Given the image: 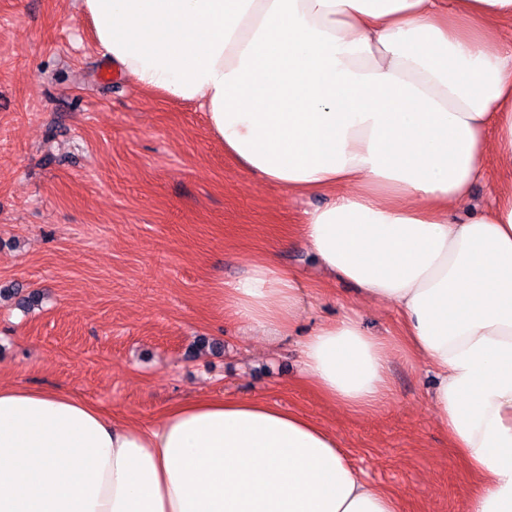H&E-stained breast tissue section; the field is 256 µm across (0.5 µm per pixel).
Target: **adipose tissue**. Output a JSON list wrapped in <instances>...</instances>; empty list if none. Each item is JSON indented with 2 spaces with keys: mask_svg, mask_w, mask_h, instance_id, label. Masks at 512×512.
<instances>
[{
  "mask_svg": "<svg viewBox=\"0 0 512 512\" xmlns=\"http://www.w3.org/2000/svg\"><path fill=\"white\" fill-rule=\"evenodd\" d=\"M140 88L195 102L242 169L330 194L299 237L399 337L353 312L303 336L327 402L375 410L397 353L424 360L465 468V512H512V0H77ZM495 160L494 202L467 216ZM243 332L295 331L309 290L273 254L219 287ZM0 512H404L334 430L262 399L192 398L136 424L0 383Z\"/></svg>",
  "mask_w": 512,
  "mask_h": 512,
  "instance_id": "ef3b65f1",
  "label": "adipose tissue"
}]
</instances>
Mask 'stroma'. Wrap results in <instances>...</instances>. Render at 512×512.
Instances as JSON below:
<instances>
[{
    "mask_svg": "<svg viewBox=\"0 0 512 512\" xmlns=\"http://www.w3.org/2000/svg\"><path fill=\"white\" fill-rule=\"evenodd\" d=\"M328 200L246 174L196 104L120 76L75 0H0V286L43 297L0 300V382L142 424L189 397H261L335 428L405 512H465L423 362L393 358L394 400L349 415L298 383L296 337L267 350L224 310L217 284L271 252L311 286L305 326L356 308L370 333L398 334L392 308L360 305L294 235Z\"/></svg>",
    "mask_w": 512,
    "mask_h": 512,
    "instance_id": "obj_1",
    "label": "stroma"
}]
</instances>
